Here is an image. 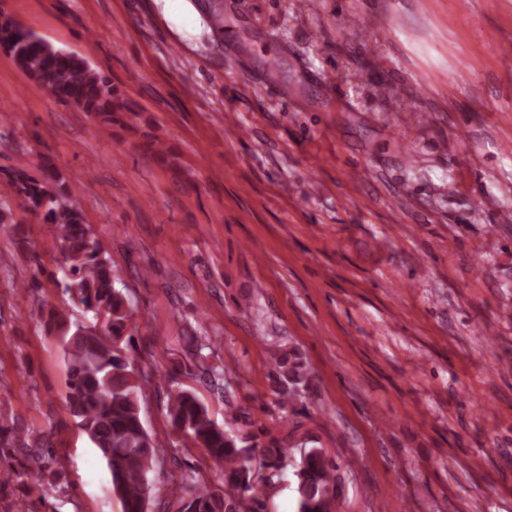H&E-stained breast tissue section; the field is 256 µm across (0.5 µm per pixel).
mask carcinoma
Segmentation results:
<instances>
[{
    "instance_id": "obj_1",
    "label": "carcinoma",
    "mask_w": 512,
    "mask_h": 512,
    "mask_svg": "<svg viewBox=\"0 0 512 512\" xmlns=\"http://www.w3.org/2000/svg\"><path fill=\"white\" fill-rule=\"evenodd\" d=\"M0 49L10 53L33 81L59 102L92 114L108 126L117 115L130 111L112 82L83 58L65 52L24 30L12 20H0ZM20 204L55 228L63 253L64 293L74 306L92 315L89 324L68 319L55 306L48 311L47 334L55 336L67 367L66 407L76 425L106 460L112 473V491L122 512H147L149 475L155 466L156 445L145 429L139 401L149 387L128 355L132 350L133 310L115 288L117 275L103 256L84 214L69 202L64 181L49 166L41 179L18 178ZM282 392L306 384L305 367L283 355L279 362ZM172 426L205 451L224 477V499L197 488L189 490L181 512H236L233 499L251 488L255 476L253 445L249 437L232 435L218 426L208 406L195 392L179 389L169 394ZM10 428L0 423V464L8 462L24 483L47 475L59 482L63 474L51 468L54 446L41 444L28 462H15L5 439ZM281 448L276 442L264 451L261 465L277 470ZM336 464L320 448H312L296 473L298 512H331Z\"/></svg>"
}]
</instances>
